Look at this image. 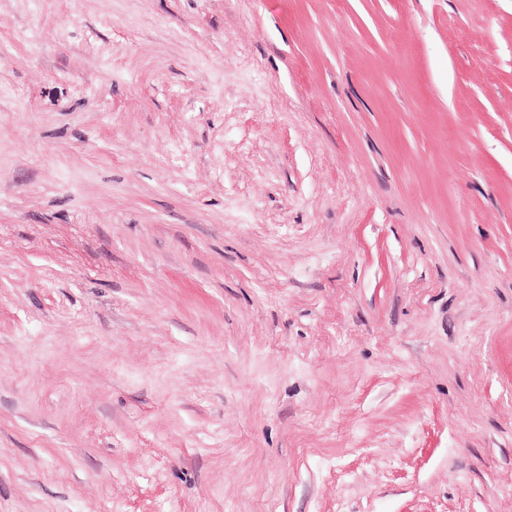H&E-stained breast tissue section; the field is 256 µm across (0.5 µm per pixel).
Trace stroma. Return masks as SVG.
<instances>
[{
  "mask_svg": "<svg viewBox=\"0 0 512 512\" xmlns=\"http://www.w3.org/2000/svg\"><path fill=\"white\" fill-rule=\"evenodd\" d=\"M0 512H512V0H0Z\"/></svg>",
  "mask_w": 512,
  "mask_h": 512,
  "instance_id": "1",
  "label": "stroma"
}]
</instances>
